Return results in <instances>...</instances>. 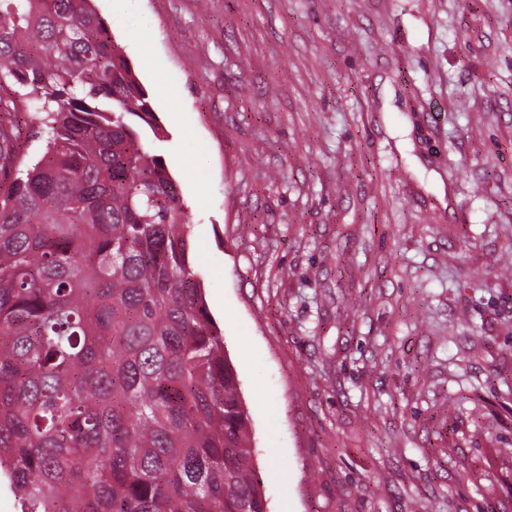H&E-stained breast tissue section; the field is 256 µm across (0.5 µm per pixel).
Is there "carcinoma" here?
Instances as JSON below:
<instances>
[{
	"label": "carcinoma",
	"mask_w": 512,
	"mask_h": 512,
	"mask_svg": "<svg viewBox=\"0 0 512 512\" xmlns=\"http://www.w3.org/2000/svg\"><path fill=\"white\" fill-rule=\"evenodd\" d=\"M0 112V478L20 512H267L179 186L144 145L156 118L90 0H0Z\"/></svg>",
	"instance_id": "cac0c4a2"
}]
</instances>
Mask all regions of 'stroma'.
<instances>
[{
	"instance_id": "obj_1",
	"label": "stroma",
	"mask_w": 512,
	"mask_h": 512,
	"mask_svg": "<svg viewBox=\"0 0 512 512\" xmlns=\"http://www.w3.org/2000/svg\"><path fill=\"white\" fill-rule=\"evenodd\" d=\"M93 6L268 512H512V0Z\"/></svg>"
}]
</instances>
